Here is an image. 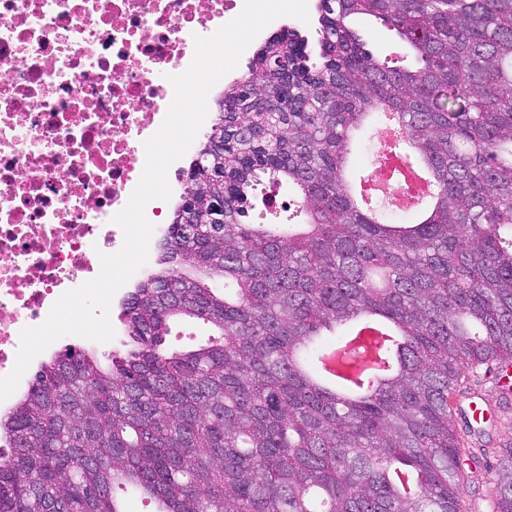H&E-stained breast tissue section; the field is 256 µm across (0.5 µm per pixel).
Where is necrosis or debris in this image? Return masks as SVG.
<instances>
[{
    "label": "necrosis or debris",
    "instance_id": "obj_1",
    "mask_svg": "<svg viewBox=\"0 0 512 512\" xmlns=\"http://www.w3.org/2000/svg\"><path fill=\"white\" fill-rule=\"evenodd\" d=\"M244 0H0V377L27 327L124 242L196 37Z\"/></svg>",
    "mask_w": 512,
    "mask_h": 512
}]
</instances>
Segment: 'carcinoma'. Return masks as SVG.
Returning <instances> with one entry per match:
<instances>
[{
    "label": "carcinoma",
    "mask_w": 512,
    "mask_h": 512,
    "mask_svg": "<svg viewBox=\"0 0 512 512\" xmlns=\"http://www.w3.org/2000/svg\"><path fill=\"white\" fill-rule=\"evenodd\" d=\"M319 50L283 28L224 89L156 260L122 301L136 348L104 365L68 345L0 412V512H465L452 399L512 361V0H317ZM379 18L414 63L374 59L349 25ZM406 127L438 195L368 209L349 190L354 130ZM300 192L302 224H245L262 177ZM224 205V223L211 206ZM191 318L221 339L165 347ZM364 320L385 364L342 395L323 359ZM493 512H512V443Z\"/></svg>",
    "instance_id": "carcinoma-1"
}]
</instances>
